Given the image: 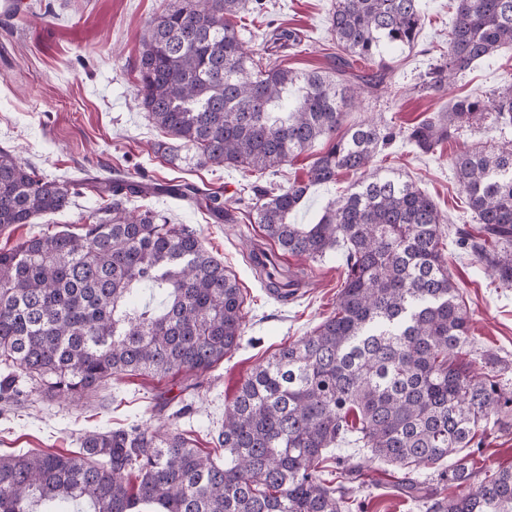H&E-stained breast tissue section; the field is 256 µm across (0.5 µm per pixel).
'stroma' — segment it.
Wrapping results in <instances>:
<instances>
[{"mask_svg":"<svg viewBox=\"0 0 512 512\" xmlns=\"http://www.w3.org/2000/svg\"><path fill=\"white\" fill-rule=\"evenodd\" d=\"M24 17L0 19V147L10 149L50 178L82 176L85 169L110 176L137 168L153 182H184L221 189L232 215L216 221L205 206L170 195L149 204L172 224L197 230L206 249L223 260L236 276L246 311L242 346L226 356L208 375L209 388L192 399V412L176 417L184 395L182 379L152 375H123L92 399L61 403L29 391L17 379L18 398L0 401V450L68 452L78 446L88 429L106 431L131 423L165 424L170 429L191 430L198 447L212 445V431L224 421V407L233 401L253 369L281 345L309 334L334 314L344 282L339 252L323 259L302 260L285 254L284 267L306 273V285L288 302L268 294L248 263L252 245H267L260 225L248 222L253 186L279 188L302 181L313 160L306 153L290 159L277 173L257 175L234 168H199L169 162L155 151L165 133L156 129L136 101L135 64L141 39L167 0H22ZM335 0H246L240 34L255 57L298 71L333 67L334 52L329 19ZM426 19L413 49L391 53L390 85L364 93L347 123L383 118L405 129L431 112L447 110L458 97H485L512 87V51L481 62L459 78L448 93L414 92L448 41L454 0H424ZM294 29L302 36L293 50H269L274 29ZM512 143V125L492 120L470 122L457 137L433 155L420 154L404 137H397L376 154L373 166L414 181L436 202L444 218L462 224L465 195L453 177L452 159L475 146L501 147ZM357 175L345 173L336 183L311 187L293 219L315 223L334 198L354 189ZM100 202L87 193L70 207L19 224L0 234V249H9L29 237L63 228L78 230ZM446 253L459 293L470 316L478 354L493 357L494 372L512 383V287H499L483 266L474 263L456 245ZM169 401L154 410L155 396ZM334 458L363 461L361 475L350 483L351 512H418L397 487L402 473L378 460H361L357 448L332 449Z\"/></svg>","mask_w":512,"mask_h":512,"instance_id":"1","label":"stroma"}]
</instances>
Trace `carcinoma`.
Wrapping results in <instances>:
<instances>
[{"label": "carcinoma", "instance_id": "obj_1", "mask_svg": "<svg viewBox=\"0 0 512 512\" xmlns=\"http://www.w3.org/2000/svg\"><path fill=\"white\" fill-rule=\"evenodd\" d=\"M447 50L414 90L441 93L474 64L512 50V0H456ZM243 0H168L143 36L137 98L149 120L180 141L184 161L262 174L322 141L307 180L274 191L254 186V223L282 252L314 260L343 250L345 282L336 313L256 367L224 409L203 452L185 433L132 425L88 430L69 453L0 454V512H39L88 502L93 512H349L347 483L321 476L327 450L348 440L408 475L423 512H512V467L484 472L453 495L428 492L409 474L438 473L461 486L476 477L462 450L512 411V385L470 358L466 306L441 248L444 219L413 183L371 168L397 136L385 121L341 131L361 86L390 72V49L415 46L421 0H336L330 31L336 69L296 72L264 66L233 23ZM272 44L301 43L291 30ZM512 125V89L456 99L406 131L433 155L464 124ZM470 222L455 244L512 286V147H472L452 162ZM361 175L315 224L292 214L310 187ZM89 191L101 205L81 232L58 231L0 249V365L29 387L81 400L121 375L184 374L189 395L239 349L244 299L224 262L197 231L169 224L133 197L168 193L205 204L228 221L223 193L193 184L151 185L133 175L50 179L0 148V228L31 224ZM249 260L267 292L296 294L301 272L274 267L260 246ZM451 465H445V462Z\"/></svg>", "mask_w": 512, "mask_h": 512}]
</instances>
